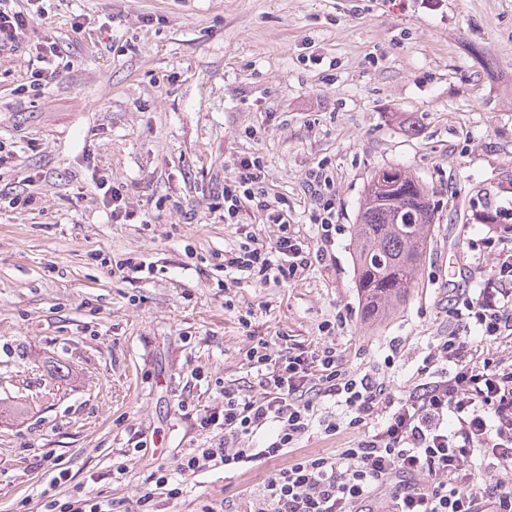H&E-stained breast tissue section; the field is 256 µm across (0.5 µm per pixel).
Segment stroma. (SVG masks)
<instances>
[{
  "label": "stroma",
  "instance_id": "obj_1",
  "mask_svg": "<svg viewBox=\"0 0 512 512\" xmlns=\"http://www.w3.org/2000/svg\"><path fill=\"white\" fill-rule=\"evenodd\" d=\"M0 53V512L46 496L126 512L158 466L203 444L200 411L246 379L251 336L334 343L345 368L392 390L422 381L447 299L476 293L512 248L483 209L512 218V0H41ZM81 20L74 30L73 20ZM71 65L34 88L39 44ZM261 156L292 229L319 235L307 189L334 180L326 265L261 288L224 287L239 240L211 212L224 167ZM398 166L437 205L421 284L386 320H361L351 228L376 170ZM141 218L113 223L95 188ZM144 256L150 278L112 262ZM248 323H241V316ZM343 317L333 336L324 321ZM66 366L64 377L52 371ZM125 466L117 474L116 466ZM275 461L188 479L156 512H201L260 487Z\"/></svg>",
  "mask_w": 512,
  "mask_h": 512
}]
</instances>
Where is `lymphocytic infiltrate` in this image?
I'll list each match as a JSON object with an SVG mask.
<instances>
[{
  "label": "lymphocytic infiltrate",
  "mask_w": 512,
  "mask_h": 512,
  "mask_svg": "<svg viewBox=\"0 0 512 512\" xmlns=\"http://www.w3.org/2000/svg\"><path fill=\"white\" fill-rule=\"evenodd\" d=\"M264 178L262 158L241 154L213 204L243 237L224 250L225 276L259 285L294 278L327 259L324 249L293 234L287 208L270 200ZM246 210L278 225L274 245L243 224ZM448 313L485 340L512 332V250L501 254L488 286L457 295ZM245 356L249 380L226 381L223 410L196 419L207 436L203 446L177 458L173 469L152 472L133 512H153L156 495L178 497L174 476L189 479L217 467L233 472L280 458L315 428L335 435L343 422L321 413L326 403L343 409L349 427L369 424L372 432L353 446L301 455L271 470L245 512H512V365L490 357L474 362L467 341L443 336L422 360L428 382L396 394L374 375L345 369L328 344L297 351L287 340L260 338ZM258 436L261 447H246Z\"/></svg>",
  "instance_id": "1"
}]
</instances>
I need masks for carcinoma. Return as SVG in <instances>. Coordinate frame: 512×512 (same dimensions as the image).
I'll return each instance as SVG.
<instances>
[{
    "instance_id": "obj_1",
    "label": "carcinoma",
    "mask_w": 512,
    "mask_h": 512,
    "mask_svg": "<svg viewBox=\"0 0 512 512\" xmlns=\"http://www.w3.org/2000/svg\"><path fill=\"white\" fill-rule=\"evenodd\" d=\"M435 212L426 184L401 168H381L368 182L352 228L364 322L387 318L420 287Z\"/></svg>"
}]
</instances>
